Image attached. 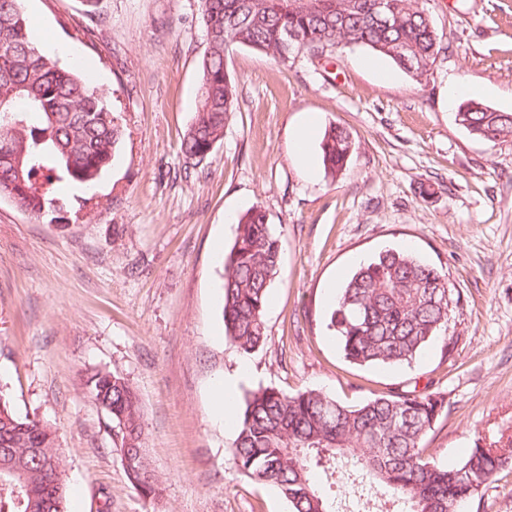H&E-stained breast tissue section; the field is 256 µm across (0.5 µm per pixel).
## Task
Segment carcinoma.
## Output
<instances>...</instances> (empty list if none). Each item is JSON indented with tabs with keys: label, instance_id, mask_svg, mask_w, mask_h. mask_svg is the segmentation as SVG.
Segmentation results:
<instances>
[{
	"label": "carcinoma",
	"instance_id": "1",
	"mask_svg": "<svg viewBox=\"0 0 512 512\" xmlns=\"http://www.w3.org/2000/svg\"><path fill=\"white\" fill-rule=\"evenodd\" d=\"M270 0H201L207 47L199 63V100L181 140L190 159H204L221 141L237 100L226 54L246 46L281 63L305 51L315 57L360 46L393 61L416 82L449 44L416 0H314L299 11ZM384 11L392 25H378ZM296 39L291 40L288 35ZM456 120L471 135L512 140V113L474 100L462 102ZM123 139L106 96L84 73L44 53L30 34L22 0H0V195L29 215L61 211L63 182L93 185ZM330 174L348 163L354 142L341 127L320 143ZM279 236L267 213L252 207L237 220L223 264L225 337L249 354L267 340L264 311L280 262ZM459 297L448 274L416 255L381 251L345 280L327 329L346 359L363 365L409 364L431 341L450 354L448 322ZM81 384L109 421L129 482L156 499L161 481L150 469L136 389L119 373L96 369ZM448 413L439 393L403 390L347 405L317 390L287 394L260 387L244 397L232 449L236 469L275 487L291 512H334L333 501L313 481L321 469L336 479V460L348 455L395 512H448L475 499L512 469V439L477 437L452 467L424 455L423 440ZM67 476L50 426L20 417L0 396V512H66Z\"/></svg>",
	"mask_w": 512,
	"mask_h": 512
}]
</instances>
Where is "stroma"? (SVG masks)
<instances>
[{
  "mask_svg": "<svg viewBox=\"0 0 512 512\" xmlns=\"http://www.w3.org/2000/svg\"><path fill=\"white\" fill-rule=\"evenodd\" d=\"M31 35L93 86L124 139L92 188L64 189L58 221L0 198V395L52 427L66 464L67 512H290L269 485L239 473L236 424L212 416L216 384L247 392L315 389L356 405L394 390L442 393L450 406L423 441L457 464L476 436H512V140L470 135L450 106L455 83L512 112V0H426L451 44L423 81L393 62L366 68L362 47L278 63L244 46L226 64L237 83L224 138L202 160L181 138L196 110L206 48L200 0H23ZM345 128L346 167L307 171L292 135L305 115ZM261 206L281 235L265 309L267 342L240 353L222 321L226 215ZM417 253L461 296L443 356L358 366L328 331L332 287L380 250ZM93 369L122 374L143 408L145 446L162 495L127 480L104 413L82 388ZM462 512H512V473Z\"/></svg>",
  "mask_w": 512,
  "mask_h": 512,
  "instance_id": "35a3bbf8",
  "label": "stroma"
}]
</instances>
